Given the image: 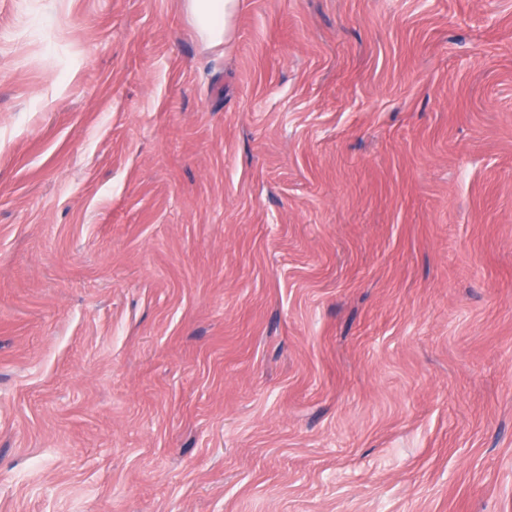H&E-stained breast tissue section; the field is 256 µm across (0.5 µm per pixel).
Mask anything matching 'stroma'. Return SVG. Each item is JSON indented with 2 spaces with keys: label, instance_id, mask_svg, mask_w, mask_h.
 <instances>
[{
  "label": "stroma",
  "instance_id": "stroma-1",
  "mask_svg": "<svg viewBox=\"0 0 512 512\" xmlns=\"http://www.w3.org/2000/svg\"><path fill=\"white\" fill-rule=\"evenodd\" d=\"M0 512H512V0H0ZM241 0H185L187 14L199 36L211 45L226 43L232 35L233 20Z\"/></svg>",
  "mask_w": 512,
  "mask_h": 512
}]
</instances>
